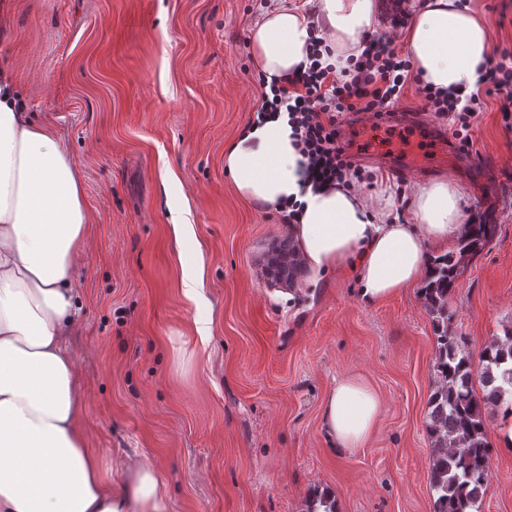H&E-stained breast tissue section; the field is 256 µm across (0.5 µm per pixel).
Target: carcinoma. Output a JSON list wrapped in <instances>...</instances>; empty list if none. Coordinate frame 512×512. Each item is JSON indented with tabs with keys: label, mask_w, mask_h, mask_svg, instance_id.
<instances>
[{
	"label": "carcinoma",
	"mask_w": 512,
	"mask_h": 512,
	"mask_svg": "<svg viewBox=\"0 0 512 512\" xmlns=\"http://www.w3.org/2000/svg\"><path fill=\"white\" fill-rule=\"evenodd\" d=\"M496 225L473 224L458 242L457 254L434 259L432 276L421 289L436 332L437 382L429 398L428 430L433 438L431 478L437 498L435 512H480L483 487L489 480L494 453L484 410L503 407L512 416V330L489 340L479 354L481 372L473 369L467 340L451 329L448 296L455 282L459 260L475 256L493 240ZM482 385L477 394L474 381Z\"/></svg>",
	"instance_id": "obj_1"
}]
</instances>
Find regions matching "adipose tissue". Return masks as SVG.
<instances>
[{
  "label": "adipose tissue",
  "mask_w": 512,
  "mask_h": 512,
  "mask_svg": "<svg viewBox=\"0 0 512 512\" xmlns=\"http://www.w3.org/2000/svg\"><path fill=\"white\" fill-rule=\"evenodd\" d=\"M377 24V0H277L249 29L251 61L265 81L286 77L307 64L318 34L323 65L340 71ZM406 41L416 79L444 94L474 90L493 52L490 22L473 0H416ZM12 71L0 60V512H167L155 467L133 461L114 472L87 446L66 344L78 325L73 270L88 236L83 175L53 129L26 112ZM301 159L281 112L228 145L224 169L256 208L297 205L298 261L316 276L349 270L366 303L425 286L430 253H448L470 231L453 179L415 184L404 221L388 176L369 193L350 181L304 191ZM380 409L365 379L344 376L323 423L351 452L369 440Z\"/></svg>",
  "instance_id": "1"
}]
</instances>
